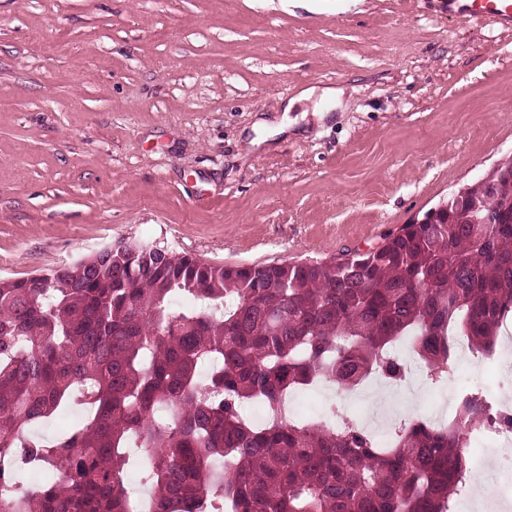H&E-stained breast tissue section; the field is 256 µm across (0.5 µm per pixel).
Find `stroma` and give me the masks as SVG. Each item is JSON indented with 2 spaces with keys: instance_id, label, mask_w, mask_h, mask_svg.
Instances as JSON below:
<instances>
[{
  "instance_id": "1",
  "label": "stroma",
  "mask_w": 512,
  "mask_h": 512,
  "mask_svg": "<svg viewBox=\"0 0 512 512\" xmlns=\"http://www.w3.org/2000/svg\"><path fill=\"white\" fill-rule=\"evenodd\" d=\"M511 155L512 27L439 0H0V279L145 239L338 259ZM413 376L370 379L368 414L425 417L442 388ZM498 376L461 359L447 385Z\"/></svg>"
}]
</instances>
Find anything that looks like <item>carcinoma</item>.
Returning <instances> with one entry per match:
<instances>
[{
    "mask_svg": "<svg viewBox=\"0 0 512 512\" xmlns=\"http://www.w3.org/2000/svg\"><path fill=\"white\" fill-rule=\"evenodd\" d=\"M487 210L501 223H475ZM510 316L511 160L337 261L224 266L135 244L0 279V512H131L124 467L142 447L158 512H454L467 438L512 426L488 396L463 391L448 426L403 424L386 448L277 409L323 379L398 383L403 340L439 384L454 337L489 356ZM253 401L267 424L242 416ZM76 402L82 424L30 434ZM21 465L58 478L18 492Z\"/></svg>",
    "mask_w": 512,
    "mask_h": 512,
    "instance_id": "obj_1",
    "label": "carcinoma"
}]
</instances>
